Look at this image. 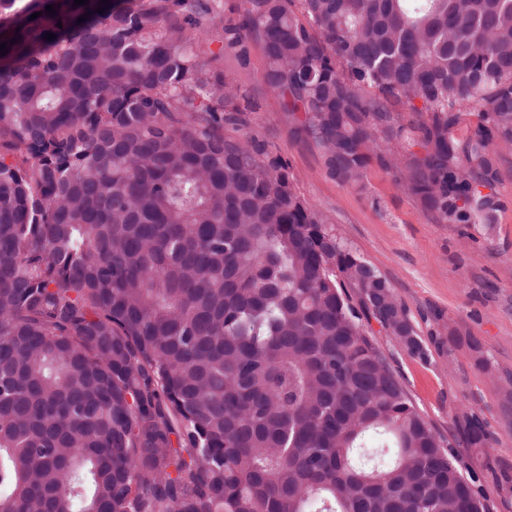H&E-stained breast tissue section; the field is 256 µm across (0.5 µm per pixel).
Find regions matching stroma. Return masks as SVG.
<instances>
[{
    "label": "stroma",
    "mask_w": 512,
    "mask_h": 512,
    "mask_svg": "<svg viewBox=\"0 0 512 512\" xmlns=\"http://www.w3.org/2000/svg\"><path fill=\"white\" fill-rule=\"evenodd\" d=\"M210 48L223 55L225 81L253 101L248 134L283 161L297 194L391 283L407 309L428 359L386 333L376 341L409 399L449 442L459 470L479 477L481 512H512V152L498 160L494 224L439 223L379 165H371L363 193L327 174L320 151L294 136L268 87L256 35L243 32L235 47L217 39ZM472 339L483 345L487 366L476 364ZM472 416L484 426L486 447L465 443Z\"/></svg>",
    "instance_id": "stroma-1"
}]
</instances>
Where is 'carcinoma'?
<instances>
[{"label": "carcinoma", "instance_id": "cac0c4a2", "mask_svg": "<svg viewBox=\"0 0 512 512\" xmlns=\"http://www.w3.org/2000/svg\"><path fill=\"white\" fill-rule=\"evenodd\" d=\"M74 2L0 0V512H480L368 329L423 353L391 284L244 133L223 0ZM299 2L222 39L327 174L494 223L512 0Z\"/></svg>", "mask_w": 512, "mask_h": 512}]
</instances>
